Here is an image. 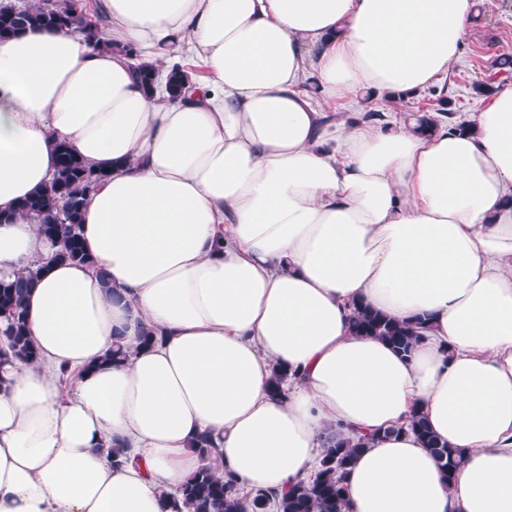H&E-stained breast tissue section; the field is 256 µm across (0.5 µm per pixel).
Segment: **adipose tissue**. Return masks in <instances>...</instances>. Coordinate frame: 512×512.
<instances>
[{
  "label": "adipose tissue",
  "instance_id": "1",
  "mask_svg": "<svg viewBox=\"0 0 512 512\" xmlns=\"http://www.w3.org/2000/svg\"><path fill=\"white\" fill-rule=\"evenodd\" d=\"M99 4L94 37L0 41V275L41 272L40 360L0 367V512H163L203 433L245 492L283 493L328 436H365L347 512H512V83L462 131L327 118L432 85L480 0ZM129 48L155 66L188 50L207 75L169 101ZM60 142L107 174L87 264L52 260L15 213ZM361 305L426 317L410 356L352 332ZM117 340L128 356L104 363ZM416 412L460 452L453 481Z\"/></svg>",
  "mask_w": 512,
  "mask_h": 512
}]
</instances>
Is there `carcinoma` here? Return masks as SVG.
<instances>
[{"mask_svg": "<svg viewBox=\"0 0 512 512\" xmlns=\"http://www.w3.org/2000/svg\"><path fill=\"white\" fill-rule=\"evenodd\" d=\"M79 0H36L26 8L14 7L12 0H0V39L10 38L28 28L78 27L88 36L101 27L102 17L89 19L78 9ZM187 71L174 66L167 77V91L176 97ZM58 163L48 184L25 198L17 213L39 224V232L54 248L52 258L64 262L88 261L79 232L87 196L107 173L97 171L61 142L56 146ZM39 271L26 275L0 277V336L9 351L0 350V366L11 359L38 360L28 332L26 298L35 287ZM358 335L374 336L398 352L408 354L419 339L416 325L389 317L371 307L355 310L351 323ZM411 427L438 459L446 479L453 478L460 463L458 453L441 443L430 431L424 416L414 414ZM367 441L351 443L330 437L326 441L319 468L310 481L297 483L283 496L256 492L241 496L233 481L218 474L213 439L202 434L193 449L200 458L199 468L185 481L167 504L169 512H344V478Z\"/></svg>", "mask_w": 512, "mask_h": 512, "instance_id": "carcinoma-1", "label": "carcinoma"}]
</instances>
